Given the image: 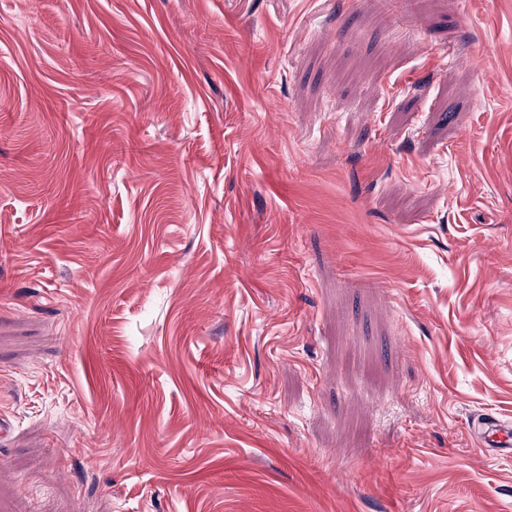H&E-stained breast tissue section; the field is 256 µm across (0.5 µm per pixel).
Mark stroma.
I'll return each instance as SVG.
<instances>
[{
	"instance_id": "1",
	"label": "stroma",
	"mask_w": 512,
	"mask_h": 512,
	"mask_svg": "<svg viewBox=\"0 0 512 512\" xmlns=\"http://www.w3.org/2000/svg\"><path fill=\"white\" fill-rule=\"evenodd\" d=\"M512 0H0V512H512ZM477 443L492 454L500 457H511L512 454V421L495 416L484 418L474 430Z\"/></svg>"
}]
</instances>
